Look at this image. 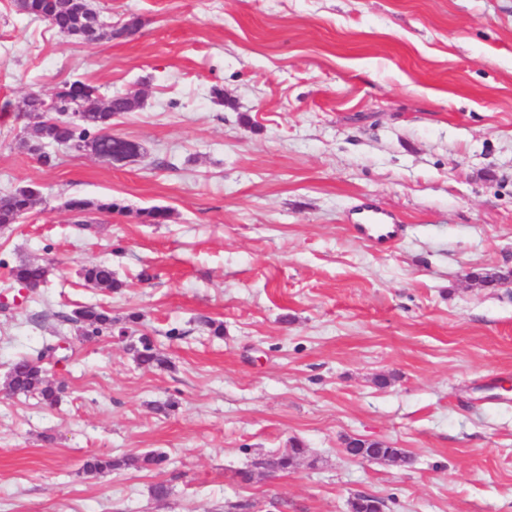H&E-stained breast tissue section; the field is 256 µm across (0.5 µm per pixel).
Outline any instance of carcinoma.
<instances>
[{"instance_id":"cac0c4a2","label":"carcinoma","mask_w":512,"mask_h":512,"mask_svg":"<svg viewBox=\"0 0 512 512\" xmlns=\"http://www.w3.org/2000/svg\"><path fill=\"white\" fill-rule=\"evenodd\" d=\"M83 9V0H23L22 12L33 18L46 20L61 36L81 40L82 27L78 12ZM141 26V20L134 19L117 30L107 26L100 38H119L135 33ZM139 105L135 96H116L107 100L102 99L97 85L90 81L75 80L64 83L54 94L44 96L37 92L27 94L17 106V112L31 120L25 126V137L21 146L37 156L44 166L53 162V154L44 150V146H65L73 151L85 150L87 144H92L100 154L120 152L129 141L112 134V121L117 116L133 111ZM67 112L81 113V120L69 123L63 117ZM39 186L28 184L0 195V228L16 224L27 215L41 199ZM72 211L112 213L119 204L110 198L90 200L74 197L67 202ZM11 276L16 282H25L39 288L48 276V268L35 263L25 262L11 269ZM85 282L95 287L112 290L121 284L112 277V268L105 264H95L82 268ZM65 321L75 325H87L89 329L82 331L85 336H98L112 329V318L107 312L95 305H81L65 317ZM141 351L138 361L147 367H161L166 359L157 353L148 338L140 339ZM8 382L13 391L18 393H36L42 400L54 404L58 401L59 390L53 388L45 379L43 367L34 359L21 358L12 364L8 374ZM370 451L394 461L398 465L407 464L410 458L402 456L399 449L390 448L376 440L359 439L355 446L346 449L351 456ZM305 452L302 446L292 444V453L278 455L276 453L259 462L261 468L270 471H288L296 456ZM163 457L154 452L132 458L114 459L108 455L95 456L85 464V470L90 473H103L121 466L149 468L162 462ZM352 512H380V500L370 496H360L351 503Z\"/></svg>"}]
</instances>
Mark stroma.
<instances>
[{
    "label": "stroma",
    "mask_w": 512,
    "mask_h": 512,
    "mask_svg": "<svg viewBox=\"0 0 512 512\" xmlns=\"http://www.w3.org/2000/svg\"><path fill=\"white\" fill-rule=\"evenodd\" d=\"M95 2L142 27L83 43L0 0V103L88 80L138 96L112 132L142 147L56 146L45 167L0 114V192H43L0 229V512H512V400L482 393L512 385V283L476 279L512 276V0ZM366 205L404 224L397 244L349 232ZM23 262L50 271L26 295ZM95 263L120 288L87 284ZM82 304L111 332L76 335ZM60 333L58 403L8 392ZM143 335L168 367L138 363ZM352 438L411 463L351 458ZM296 442L293 468L239 481ZM148 451L161 468L83 470ZM67 207L72 211L112 213L119 205L112 201V198L90 200L81 197H74L67 202ZM65 321L75 325L79 330L80 325H87L92 330H83L84 336H99L103 331L112 329V318L107 312L95 305H81L65 316Z\"/></svg>",
    "instance_id": "35a3bbf8"
}]
</instances>
